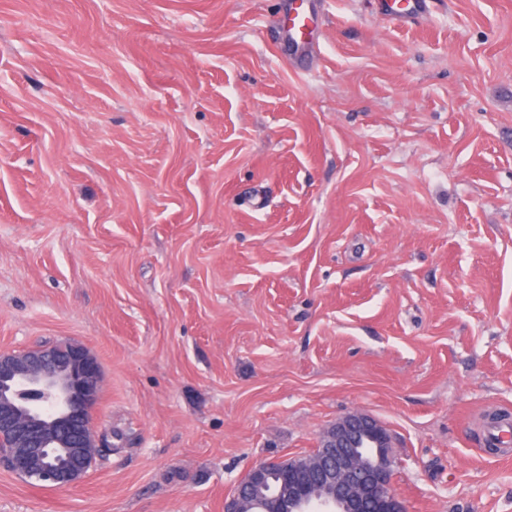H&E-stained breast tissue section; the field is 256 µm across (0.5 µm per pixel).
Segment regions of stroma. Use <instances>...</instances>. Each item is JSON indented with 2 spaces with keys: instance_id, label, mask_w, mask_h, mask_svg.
<instances>
[{
  "instance_id": "obj_1",
  "label": "stroma",
  "mask_w": 512,
  "mask_h": 512,
  "mask_svg": "<svg viewBox=\"0 0 512 512\" xmlns=\"http://www.w3.org/2000/svg\"><path fill=\"white\" fill-rule=\"evenodd\" d=\"M0 0V352L101 370L97 463L0 512H224L348 413L407 512H512V0ZM285 1L287 2L278 19L276 39L282 44L287 43L291 50L301 55L297 59L299 60L309 56L316 48L311 39L315 0ZM429 0H391L387 15L400 21L423 17L429 10Z\"/></svg>"
}]
</instances>
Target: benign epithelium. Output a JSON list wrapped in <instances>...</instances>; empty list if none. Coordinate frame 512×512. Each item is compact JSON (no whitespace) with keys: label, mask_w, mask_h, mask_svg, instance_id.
<instances>
[{"label":"benign epithelium","mask_w":512,"mask_h":512,"mask_svg":"<svg viewBox=\"0 0 512 512\" xmlns=\"http://www.w3.org/2000/svg\"><path fill=\"white\" fill-rule=\"evenodd\" d=\"M101 390L97 362L83 346L65 343L0 352V463L24 480L55 489L81 481L96 457L90 414ZM308 467H290L270 490L280 461L250 469L225 512H406L392 488L388 430L363 413L338 418Z\"/></svg>","instance_id":"7a95c632"}]
</instances>
